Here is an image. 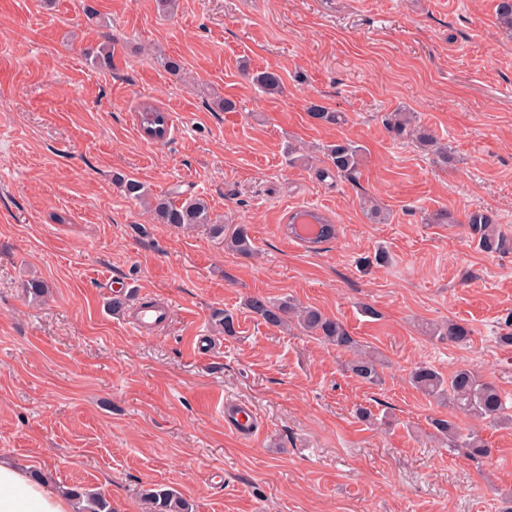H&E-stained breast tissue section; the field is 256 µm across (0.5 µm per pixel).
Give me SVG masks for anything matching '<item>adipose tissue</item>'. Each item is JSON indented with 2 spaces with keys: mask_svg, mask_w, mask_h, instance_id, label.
Here are the masks:
<instances>
[{
  "mask_svg": "<svg viewBox=\"0 0 512 512\" xmlns=\"http://www.w3.org/2000/svg\"><path fill=\"white\" fill-rule=\"evenodd\" d=\"M0 512H71V505L48 485L0 462Z\"/></svg>",
  "mask_w": 512,
  "mask_h": 512,
  "instance_id": "ef3b65f1",
  "label": "adipose tissue"
}]
</instances>
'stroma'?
Instances as JSON below:
<instances>
[{"label":"stroma","instance_id":"stroma-1","mask_svg":"<svg viewBox=\"0 0 512 512\" xmlns=\"http://www.w3.org/2000/svg\"><path fill=\"white\" fill-rule=\"evenodd\" d=\"M495 4L177 0L165 13L156 0H0V458L56 492H98L112 512H143L152 484L194 512H502L512 426L483 427L488 457L450 452L430 425L447 406L408 382L419 363L467 366L512 407V346L499 341L512 250L478 249L464 223L488 209L512 237V36ZM107 37L112 66L92 67L85 53ZM266 69L282 94L252 83ZM147 101L168 116L164 140L137 125ZM313 102L347 123L314 124ZM398 108L447 143L448 166L389 137L382 118ZM346 138L364 148L356 177L319 180L310 160ZM119 175L205 199L226 228L247 226L254 254L155 223ZM367 197L386 223L369 220ZM302 208L336 239L313 251L289 238ZM442 209L455 223H427ZM33 278L43 297L26 292ZM253 294L343 322L385 359L383 384L255 319ZM150 299L170 318L146 335L132 312ZM219 309L236 335L216 331ZM448 320L471 328L467 344L420 329ZM228 399L254 408L256 438L225 428Z\"/></svg>","mask_w":512,"mask_h":512}]
</instances>
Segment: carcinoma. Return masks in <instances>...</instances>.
Segmentation results:
<instances>
[{
  "label": "carcinoma",
  "mask_w": 512,
  "mask_h": 512,
  "mask_svg": "<svg viewBox=\"0 0 512 512\" xmlns=\"http://www.w3.org/2000/svg\"><path fill=\"white\" fill-rule=\"evenodd\" d=\"M496 17L503 29L512 32V0H497ZM92 64L98 67L112 66V41L102 42L92 51ZM252 81L267 94H279L283 89L281 75L272 70H264L252 75ZM309 117L318 125H335L346 121L342 112H334L323 105L312 103L307 107ZM138 121L143 132L153 139L162 140L168 134V117L151 103H142L138 108ZM383 126L395 140H409L429 151L436 163L448 165L451 155L448 147L441 145L432 129L416 121L411 112L396 110L385 114ZM326 166L315 169L316 176L324 181L328 178L354 177L361 157L362 147L356 142L338 140L324 148ZM121 191L134 200H144L148 190L136 179L115 177ZM154 219L159 224L176 228L191 229L206 227L214 238L224 240V248L241 255L253 253L254 246L246 225L237 226L226 233L224 224L212 217L207 203L197 197H190L180 203L167 199H157L152 204ZM468 234L477 248L485 252H499L508 248L512 239L501 230L497 215L491 210H475L465 216ZM287 234L310 246L322 244L336 237V225L322 213L313 210H296L288 215L285 224ZM245 308L267 325L283 329L295 326L303 332L318 336L338 351L352 355L348 371L365 384H383L384 361L373 351L362 345L346 326L332 319L320 310L301 306L284 298L271 300L262 295L249 296L244 301ZM212 320L218 330L226 336L235 334L233 315L224 310H216ZM432 336H443L448 341L462 344L472 335L469 326L450 321L429 327ZM410 384L423 394L448 403V416L434 417L430 421L435 434L448 446V450L459 448L473 457H486L489 448L479 432H462L454 418L462 413L485 424L493 426L512 423V410L497 385L468 367H460L448 375L431 365L418 364L409 372ZM69 495L78 504L79 512H112L109 502L98 493L73 489ZM142 500L147 512H192V505L176 490L155 484L142 492Z\"/></svg>",
  "instance_id": "carcinoma-1"
}]
</instances>
